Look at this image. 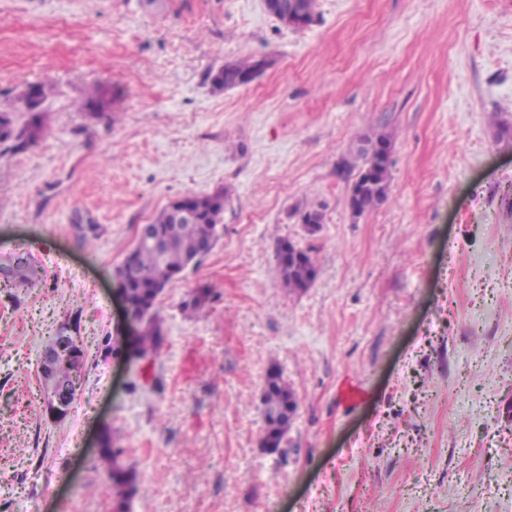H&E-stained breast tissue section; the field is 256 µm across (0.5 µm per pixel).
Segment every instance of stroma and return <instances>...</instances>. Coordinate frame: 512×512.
Here are the masks:
<instances>
[{"label":"stroma","instance_id":"35a3bbf8","mask_svg":"<svg viewBox=\"0 0 512 512\" xmlns=\"http://www.w3.org/2000/svg\"><path fill=\"white\" fill-rule=\"evenodd\" d=\"M243 58L262 74L213 90ZM39 82L43 136L0 152V260L29 250L43 278L0 288V512H112L107 431L131 512H512V0H316L300 30L264 0H0V104ZM376 132L388 198L356 218L350 160ZM218 189L215 247L157 299L155 359L105 357L139 228ZM282 242L310 288H282ZM65 323L85 361L56 422L40 356ZM272 369L298 398L274 452ZM264 64L263 60L256 59L226 63L210 71L208 79L215 90L232 89L254 80L262 72ZM251 78L252 80L249 81ZM282 246L277 251L278 273L283 288L296 292L309 288L315 278L311 257L303 250L292 249L283 255ZM294 252H297L294 255ZM100 458L106 465L108 478L112 483L115 511L124 512L129 495L136 490L137 475L133 467L122 461L123 451L113 448L111 432H105L99 448Z\"/></svg>","mask_w":512,"mask_h":512}]
</instances>
